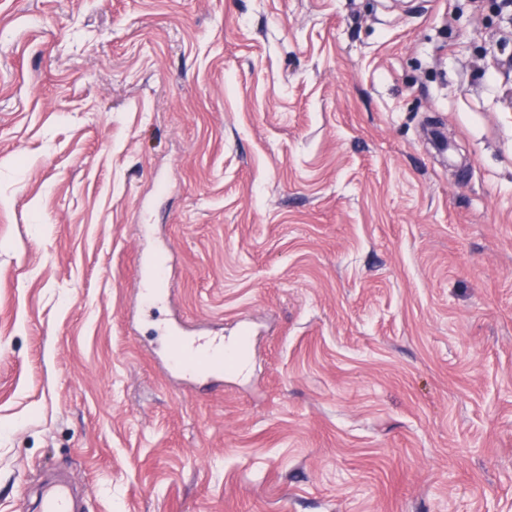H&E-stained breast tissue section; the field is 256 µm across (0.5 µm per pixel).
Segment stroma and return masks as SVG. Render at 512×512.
I'll list each match as a JSON object with an SVG mask.
<instances>
[{
  "label": "stroma",
  "mask_w": 512,
  "mask_h": 512,
  "mask_svg": "<svg viewBox=\"0 0 512 512\" xmlns=\"http://www.w3.org/2000/svg\"><path fill=\"white\" fill-rule=\"evenodd\" d=\"M501 55L495 0H0V512H512ZM163 251L150 254L144 264L140 280L139 295L145 305H160L168 302L167 291L160 286L166 279L167 262L159 255ZM191 331L183 322L164 330L170 366L189 378L222 376L224 357L233 351L234 342L224 336H191ZM202 365L209 369L201 370ZM39 512H78L74 495L66 481L47 483L37 504Z\"/></svg>",
  "instance_id": "obj_1"
}]
</instances>
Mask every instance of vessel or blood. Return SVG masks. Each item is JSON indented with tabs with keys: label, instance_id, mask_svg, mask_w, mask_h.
Segmentation results:
<instances>
[{
	"label": "vessel or blood",
	"instance_id": "obj_1",
	"mask_svg": "<svg viewBox=\"0 0 512 512\" xmlns=\"http://www.w3.org/2000/svg\"><path fill=\"white\" fill-rule=\"evenodd\" d=\"M167 262L158 254H150L144 264L139 295L146 305L168 302L162 287ZM168 362L172 368L190 378L223 373L224 359L234 349L232 341L221 336L191 335L185 323L168 326L165 331ZM38 512H78L70 485L62 480L47 483L37 504Z\"/></svg>",
	"mask_w": 512,
	"mask_h": 512
}]
</instances>
